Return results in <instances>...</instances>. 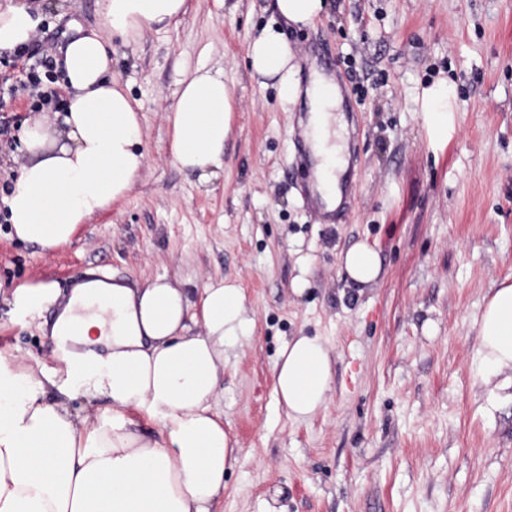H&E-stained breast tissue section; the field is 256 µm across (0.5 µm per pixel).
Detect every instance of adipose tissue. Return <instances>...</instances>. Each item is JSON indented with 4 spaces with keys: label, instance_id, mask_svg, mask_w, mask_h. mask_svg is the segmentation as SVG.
<instances>
[{
    "label": "adipose tissue",
    "instance_id": "ef3b65f1",
    "mask_svg": "<svg viewBox=\"0 0 512 512\" xmlns=\"http://www.w3.org/2000/svg\"><path fill=\"white\" fill-rule=\"evenodd\" d=\"M101 30L72 37L64 82L71 93L53 119L27 123L29 160L5 203L20 241L50 252L78 227L123 199L147 165L138 105L112 74V41L128 43L186 11V0H101ZM38 24L24 0L0 7V50L30 43ZM255 74L276 80L283 100L297 97L292 51L265 27L247 45ZM305 130L318 161V189L335 206L343 142L334 141L338 91L316 78L307 91ZM422 110L435 141L454 130L444 82L424 89ZM233 101L224 76L197 69L169 108L170 157L208 175L224 164ZM340 264L357 284L375 281L381 262L365 243ZM200 332H193V325ZM249 329L245 295L235 283H205L198 299L167 277L136 288L86 282L73 289L52 330L58 368L19 367L0 355V512H217L224 475L242 450L224 428V347ZM485 378L512 370V282L488 299L477 329ZM333 389V362L316 337H292L280 349L274 393L288 418L315 417ZM87 404L74 413L69 402ZM110 402L100 409L98 399ZM159 431L149 438L137 416Z\"/></svg>",
    "mask_w": 512,
    "mask_h": 512
}]
</instances>
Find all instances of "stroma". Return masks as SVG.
<instances>
[{"mask_svg":"<svg viewBox=\"0 0 512 512\" xmlns=\"http://www.w3.org/2000/svg\"><path fill=\"white\" fill-rule=\"evenodd\" d=\"M62 46L99 28V0H26ZM284 33L308 83L332 75L347 122V200L324 221L295 131L303 101L254 76L251 35ZM112 71L145 116L148 166L133 191L46 253L12 237L5 197L27 155L31 90L0 103V352L33 368L56 362L47 306L17 292L69 290L88 270L130 286L164 276L202 288L236 282L252 322L227 349L224 426L244 456L224 476L220 512H512V390L480 386L475 321L490 288L512 279V0H329L313 25L274 0H188L178 24L114 40ZM224 74L234 101L224 166L209 180L169 156L166 111L185 75ZM368 93L359 97L352 78ZM446 80L455 130L434 141L420 95ZM371 244L378 279L348 281L340 255ZM309 259L304 294L292 282ZM334 358L331 397L309 421L278 407L273 370L291 337Z\"/></svg>","mask_w":512,"mask_h":512,"instance_id":"35a3bbf8","label":"stroma"}]
</instances>
